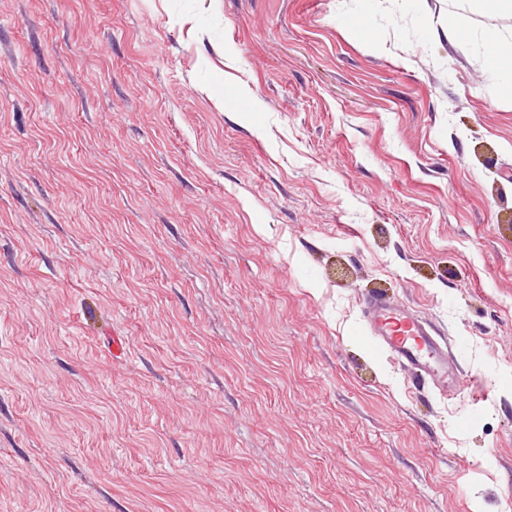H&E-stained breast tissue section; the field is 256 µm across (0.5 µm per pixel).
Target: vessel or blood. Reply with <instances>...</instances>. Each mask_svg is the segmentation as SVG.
<instances>
[{
  "label": "vessel or blood",
  "mask_w": 512,
  "mask_h": 512,
  "mask_svg": "<svg viewBox=\"0 0 512 512\" xmlns=\"http://www.w3.org/2000/svg\"><path fill=\"white\" fill-rule=\"evenodd\" d=\"M363 317L372 342L403 364L413 378L431 381L440 390L464 386L456 362L448 358L447 344L439 341L426 320L379 295L365 301Z\"/></svg>",
  "instance_id": "1"
}]
</instances>
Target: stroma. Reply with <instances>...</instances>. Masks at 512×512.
Here are the masks:
<instances>
[{"label": "stroma", "mask_w": 512, "mask_h": 512, "mask_svg": "<svg viewBox=\"0 0 512 512\" xmlns=\"http://www.w3.org/2000/svg\"><path fill=\"white\" fill-rule=\"evenodd\" d=\"M0 512H512V12L0 0ZM363 317L372 342L385 350L412 374L411 380H430L440 391L465 385L454 360L448 359V346L423 318L394 305L380 295L368 298Z\"/></svg>", "instance_id": "obj_1"}]
</instances>
